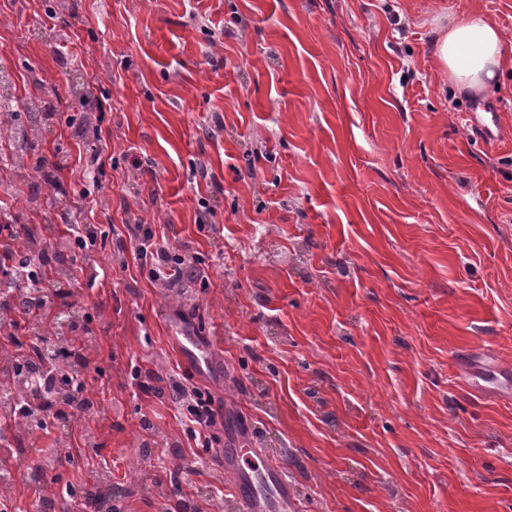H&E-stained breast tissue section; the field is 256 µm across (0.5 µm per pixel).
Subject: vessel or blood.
Wrapping results in <instances>:
<instances>
[{"mask_svg":"<svg viewBox=\"0 0 512 512\" xmlns=\"http://www.w3.org/2000/svg\"><path fill=\"white\" fill-rule=\"evenodd\" d=\"M219 463L233 479L240 512H297L294 489L282 466L254 442L225 452Z\"/></svg>","mask_w":512,"mask_h":512,"instance_id":"obj_1","label":"vessel or blood"}]
</instances>
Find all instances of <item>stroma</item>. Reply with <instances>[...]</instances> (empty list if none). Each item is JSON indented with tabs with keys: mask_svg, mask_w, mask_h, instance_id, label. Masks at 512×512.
<instances>
[{
	"mask_svg": "<svg viewBox=\"0 0 512 512\" xmlns=\"http://www.w3.org/2000/svg\"><path fill=\"white\" fill-rule=\"evenodd\" d=\"M467 11L512 34V0H0L17 103L56 94L38 153L65 156L69 192L48 218L13 208L52 236L109 234L89 257L103 277L42 311L90 318L98 409L56 481L15 476L13 512L102 474L120 512H237L219 457L242 431L301 512H512V71L483 101L442 86L436 34ZM75 75L101 105L88 140ZM467 112L496 113L494 140ZM137 220L199 280L153 282L123 245ZM179 381L224 404L209 447Z\"/></svg>",
	"mask_w": 512,
	"mask_h": 512,
	"instance_id": "obj_1",
	"label": "stroma"
}]
</instances>
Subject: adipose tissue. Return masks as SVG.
Here are the masks:
<instances>
[{
	"label": "adipose tissue",
	"instance_id": "adipose-tissue-1",
	"mask_svg": "<svg viewBox=\"0 0 512 512\" xmlns=\"http://www.w3.org/2000/svg\"><path fill=\"white\" fill-rule=\"evenodd\" d=\"M512 37L480 13L448 19V29L434 42V58L442 82L461 91L487 95L497 86L512 57L505 45Z\"/></svg>",
	"mask_w": 512,
	"mask_h": 512
}]
</instances>
